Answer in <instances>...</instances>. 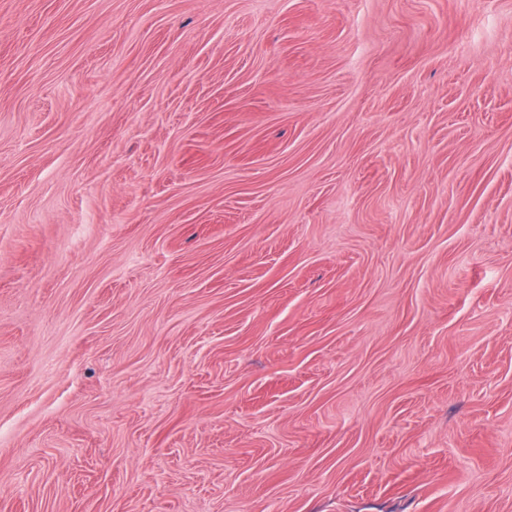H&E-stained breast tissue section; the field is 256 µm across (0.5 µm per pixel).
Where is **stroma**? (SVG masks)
I'll use <instances>...</instances> for the list:
<instances>
[{"label": "stroma", "instance_id": "stroma-1", "mask_svg": "<svg viewBox=\"0 0 512 512\" xmlns=\"http://www.w3.org/2000/svg\"><path fill=\"white\" fill-rule=\"evenodd\" d=\"M0 512H512V0H0Z\"/></svg>", "mask_w": 512, "mask_h": 512}]
</instances>
